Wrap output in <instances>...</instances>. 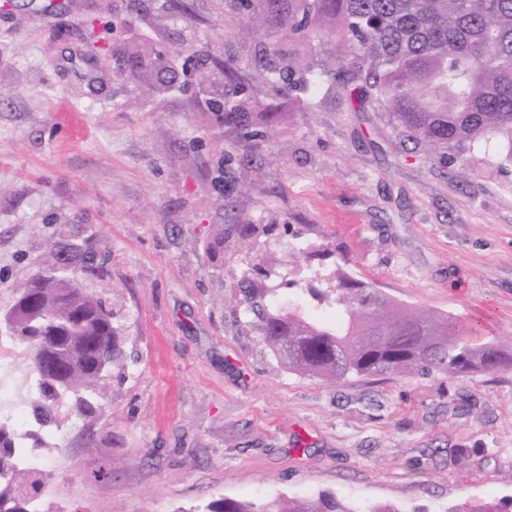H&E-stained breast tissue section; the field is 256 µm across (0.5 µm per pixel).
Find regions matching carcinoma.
<instances>
[{
  "label": "carcinoma",
  "instance_id": "1",
  "mask_svg": "<svg viewBox=\"0 0 512 512\" xmlns=\"http://www.w3.org/2000/svg\"><path fill=\"white\" fill-rule=\"evenodd\" d=\"M224 16L262 18L292 43L337 37L348 48L339 62L350 95L389 114L406 136L431 146L464 150L495 138L501 164H512V0H223ZM149 89L163 95L164 59L137 49ZM267 71H311L304 53L290 63L275 46L258 59ZM272 104L224 100V122L240 128L246 151L274 118ZM66 261L69 275L57 272ZM96 268L95 254L75 243L49 251L17 289L11 335L25 345L29 404L35 422L55 418L64 395L93 415L95 398L123 361V336L114 313L81 287ZM336 284L289 299L273 297L248 276L237 283L244 313L255 318L263 342L289 370L337 382L350 376L466 374L512 364L508 347L486 337L477 321L464 322L405 308L370 284L336 268ZM61 331L68 361L41 368L44 330ZM15 435L0 425V512H36L38 480L14 466ZM200 512H403L389 504L356 508L335 496L254 502L214 499ZM448 512H512V495L466 500Z\"/></svg>",
  "mask_w": 512,
  "mask_h": 512
}]
</instances>
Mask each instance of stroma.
I'll use <instances>...</instances> for the list:
<instances>
[{
    "mask_svg": "<svg viewBox=\"0 0 512 512\" xmlns=\"http://www.w3.org/2000/svg\"><path fill=\"white\" fill-rule=\"evenodd\" d=\"M0 0V319L67 240L106 252L83 283L121 321L127 367L87 419L39 430L42 512H189L219 497L333 493L403 512L512 495V367L341 382L289 371L235 316L236 283L288 293L310 275L481 322L512 340V166L491 141L449 162L359 110L342 81L275 92L277 41L221 0ZM163 53L162 96L131 75ZM239 65L274 104L250 161L200 105ZM273 230L241 247L234 228ZM223 248H213L215 238Z\"/></svg>",
    "mask_w": 512,
    "mask_h": 512,
    "instance_id": "obj_1",
    "label": "stroma"
}]
</instances>
